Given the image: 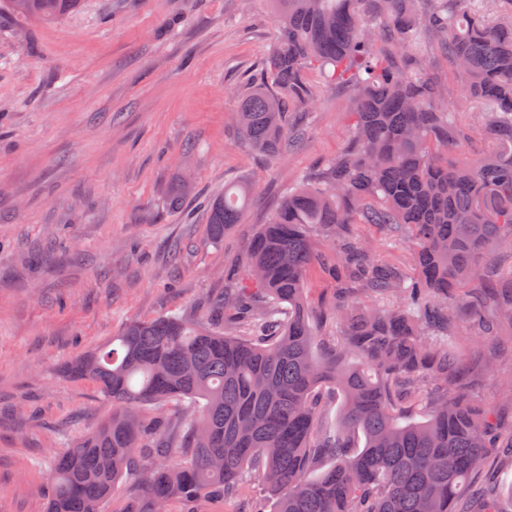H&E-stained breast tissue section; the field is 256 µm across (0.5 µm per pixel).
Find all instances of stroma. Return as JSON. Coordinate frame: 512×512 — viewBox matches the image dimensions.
Listing matches in <instances>:
<instances>
[{
  "label": "stroma",
  "instance_id": "stroma-1",
  "mask_svg": "<svg viewBox=\"0 0 512 512\" xmlns=\"http://www.w3.org/2000/svg\"><path fill=\"white\" fill-rule=\"evenodd\" d=\"M276 27L267 0H82L51 22L0 13V512H45L39 460L111 411L63 365L130 320L221 300L288 187L350 146L351 95L315 73L290 155L238 139V95L260 77ZM185 180L192 193L170 209ZM228 181L250 182L252 199L216 243L205 204ZM351 231L414 275L407 241L373 224ZM459 339L472 398L498 403L512 323L489 337L464 325ZM491 348L502 356L488 374Z\"/></svg>",
  "mask_w": 512,
  "mask_h": 512
}]
</instances>
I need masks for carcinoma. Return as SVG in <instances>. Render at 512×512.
<instances>
[{"label":"carcinoma","mask_w":512,"mask_h":512,"mask_svg":"<svg viewBox=\"0 0 512 512\" xmlns=\"http://www.w3.org/2000/svg\"><path fill=\"white\" fill-rule=\"evenodd\" d=\"M278 21L266 81L242 93L238 132L272 159L302 135L289 108L307 111L308 73L354 94L349 148L288 190L244 249L246 279L192 323L135 320L64 367L93 383L112 413L44 461L46 512H183L237 498L245 469L274 512H499L500 492L469 490L497 450L512 449L498 406L469 396L456 333L466 315L480 335L512 319V286L494 253L512 242V0L492 19L482 0H268ZM80 0H5L14 15L55 21ZM423 32L452 66L446 85L420 75ZM493 110L465 127L454 84ZM487 150L448 155L463 142ZM245 181L209 207L215 242L242 223ZM352 224L410 233L416 277L373 255ZM339 258L319 250L310 230ZM341 263L322 334L307 299L314 264ZM336 424L324 425L325 389ZM423 402L429 415L409 408Z\"/></svg>","instance_id":"1"}]
</instances>
